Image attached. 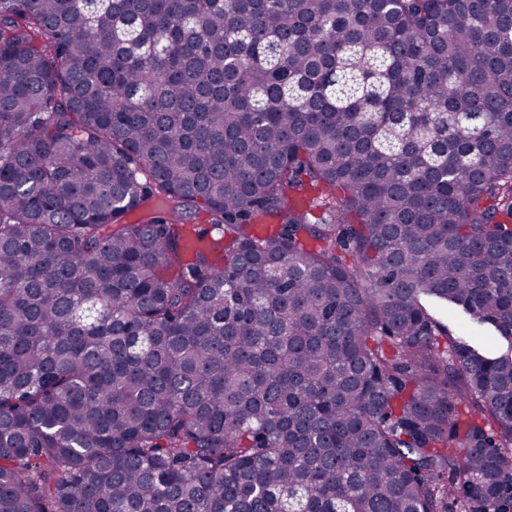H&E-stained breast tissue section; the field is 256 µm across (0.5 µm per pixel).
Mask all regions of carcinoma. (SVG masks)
Segmentation results:
<instances>
[{
	"label": "carcinoma",
	"instance_id": "obj_1",
	"mask_svg": "<svg viewBox=\"0 0 512 512\" xmlns=\"http://www.w3.org/2000/svg\"><path fill=\"white\" fill-rule=\"evenodd\" d=\"M0 512H512V0H0Z\"/></svg>",
	"mask_w": 512,
	"mask_h": 512
}]
</instances>
